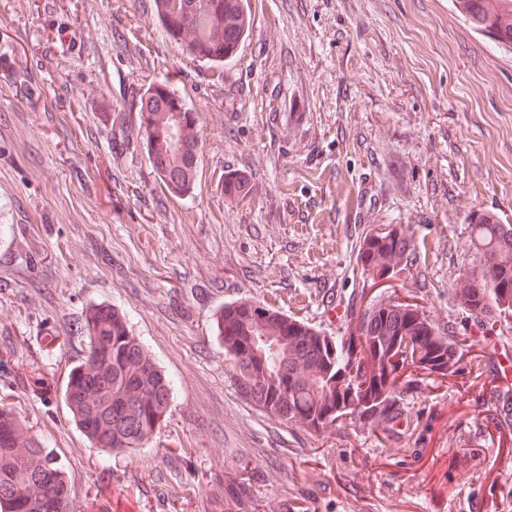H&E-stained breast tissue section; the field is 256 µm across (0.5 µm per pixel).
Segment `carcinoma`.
Instances as JSON below:
<instances>
[{"label":"carcinoma","mask_w":512,"mask_h":512,"mask_svg":"<svg viewBox=\"0 0 512 512\" xmlns=\"http://www.w3.org/2000/svg\"><path fill=\"white\" fill-rule=\"evenodd\" d=\"M474 27L501 44H512V0H456ZM157 19L193 58L224 63L246 35V0H156ZM165 91L152 85L137 112L147 156L163 184H194L198 144L196 113L186 104L162 105ZM477 273L452 284L457 306L494 328L512 315V224L486 219L472 225ZM413 241L404 231L365 233L357 262L372 280L400 276ZM415 304L380 300L360 310L341 336L256 302L234 301L216 314L224 360L239 392L280 420L310 435L334 429L347 416L379 427L391 422L399 395L416 390V374L464 371L463 349ZM85 356L68 375L63 397L74 422L96 448L134 449L168 415L171 387L121 313L85 316ZM38 485L41 496L27 488ZM244 482L229 484L215 512H240ZM0 512H70L64 472L21 420L0 407Z\"/></svg>","instance_id":"obj_1"}]
</instances>
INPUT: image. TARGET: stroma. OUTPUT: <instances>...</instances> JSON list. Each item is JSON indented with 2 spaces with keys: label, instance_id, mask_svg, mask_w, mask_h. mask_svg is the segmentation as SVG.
Instances as JSON below:
<instances>
[{
  "label": "stroma",
  "instance_id": "stroma-1",
  "mask_svg": "<svg viewBox=\"0 0 512 512\" xmlns=\"http://www.w3.org/2000/svg\"><path fill=\"white\" fill-rule=\"evenodd\" d=\"M215 68L153 0H0V405L64 470L73 512H212L242 472L248 512H512V428L494 368L512 347L455 307L470 224H512V45L455 0H248ZM171 79L199 114L196 181L152 169L137 100ZM246 175L243 190L225 181ZM400 227L409 271L377 288L366 231ZM457 319L471 372L423 375L401 432L315 437L244 399L215 312L253 301L335 336L370 301ZM122 312L171 381L169 415L107 453L63 398L82 316ZM46 384H32L34 373Z\"/></svg>",
  "mask_w": 512,
  "mask_h": 512
}]
</instances>
